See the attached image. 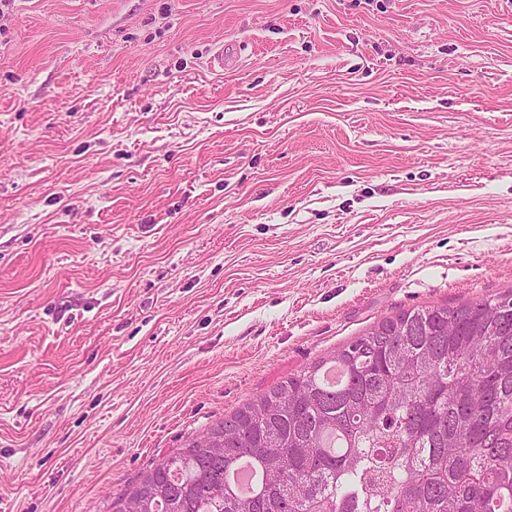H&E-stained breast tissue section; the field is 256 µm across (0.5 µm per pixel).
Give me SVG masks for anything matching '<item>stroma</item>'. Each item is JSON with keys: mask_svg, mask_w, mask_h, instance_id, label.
<instances>
[{"mask_svg": "<svg viewBox=\"0 0 512 512\" xmlns=\"http://www.w3.org/2000/svg\"><path fill=\"white\" fill-rule=\"evenodd\" d=\"M511 288L512 0H0V512Z\"/></svg>", "mask_w": 512, "mask_h": 512, "instance_id": "obj_1", "label": "stroma"}]
</instances>
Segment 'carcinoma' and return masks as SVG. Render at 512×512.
<instances>
[{
  "label": "carcinoma",
  "instance_id": "1",
  "mask_svg": "<svg viewBox=\"0 0 512 512\" xmlns=\"http://www.w3.org/2000/svg\"><path fill=\"white\" fill-rule=\"evenodd\" d=\"M205 433L223 456L192 437L111 512H512V289L390 317ZM243 456L263 474L247 497L224 482Z\"/></svg>",
  "mask_w": 512,
  "mask_h": 512
}]
</instances>
